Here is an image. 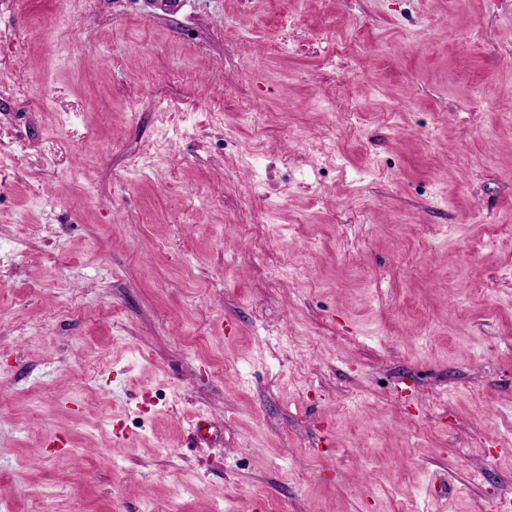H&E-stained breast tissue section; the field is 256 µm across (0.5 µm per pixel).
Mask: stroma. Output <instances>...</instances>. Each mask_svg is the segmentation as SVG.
<instances>
[{"mask_svg": "<svg viewBox=\"0 0 512 512\" xmlns=\"http://www.w3.org/2000/svg\"><path fill=\"white\" fill-rule=\"evenodd\" d=\"M512 512V0H0V512Z\"/></svg>", "mask_w": 512, "mask_h": 512, "instance_id": "1", "label": "stroma"}]
</instances>
